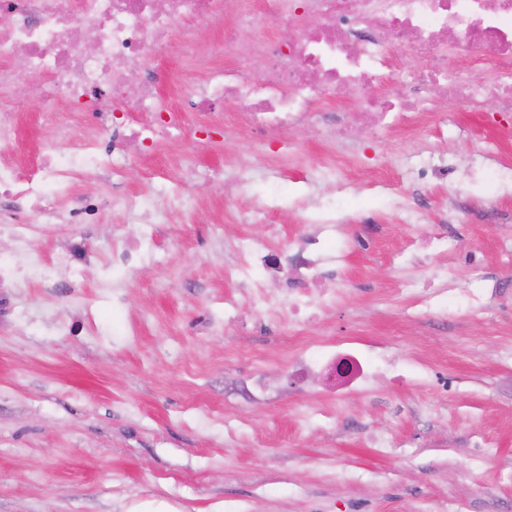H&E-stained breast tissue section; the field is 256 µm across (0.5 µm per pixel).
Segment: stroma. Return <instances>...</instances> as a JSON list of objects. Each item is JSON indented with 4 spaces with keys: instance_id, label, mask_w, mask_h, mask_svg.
Masks as SVG:
<instances>
[{
    "instance_id": "obj_1",
    "label": "stroma",
    "mask_w": 512,
    "mask_h": 512,
    "mask_svg": "<svg viewBox=\"0 0 512 512\" xmlns=\"http://www.w3.org/2000/svg\"><path fill=\"white\" fill-rule=\"evenodd\" d=\"M441 123L351 144L320 140L309 123L254 150L246 124L225 139L230 115L198 117L206 148L183 162L180 139L110 176L80 177L76 197L118 187L195 207L143 217L105 211L98 224H55L37 247L55 256L81 236L102 255L152 221L169 265L118 279L92 313L96 331L55 336L41 325L76 322L57 289L32 286L17 302L25 321L0 326V512H512V126L511 113L480 112L444 97ZM447 155L444 180L413 170ZM311 183L297 187L291 167ZM247 167L250 182L233 181ZM281 190L272 224H240L245 208ZM336 204V223L305 214ZM455 239L457 251L401 254L407 239ZM321 235L350 286L323 320L335 337L382 343L403 366L427 365L434 381L382 378L333 401L260 362L268 396L242 388L245 355L297 349L300 336L261 316L252 289L228 282L240 238L273 254ZM486 291L476 313L424 315L417 298ZM222 322L204 332L202 318Z\"/></svg>"
}]
</instances>
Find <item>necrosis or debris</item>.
<instances>
[{"label": "necrosis or debris", "instance_id": "necrosis-or-debris-1", "mask_svg": "<svg viewBox=\"0 0 512 512\" xmlns=\"http://www.w3.org/2000/svg\"><path fill=\"white\" fill-rule=\"evenodd\" d=\"M222 32L201 43L198 24ZM291 31L287 44L267 30ZM462 49L490 59L493 78L472 84L448 71V35ZM176 40L179 62L172 97L157 94L150 58ZM414 59L401 67L396 49ZM257 70H249L251 60ZM408 87L411 98L379 94L383 75ZM449 88L456 100L512 112V0H0V229L13 243L0 256V319L18 317L16 298L30 281L52 279L49 261L33 248L49 224H95L109 208H152V201L113 193L74 196L78 177L127 164L153 152L158 134L186 137V150L204 149L192 135L196 116L221 106L244 116L255 145L271 131L310 120L315 102L354 101L330 130L345 141L356 122L375 135L405 125L409 114L436 117L432 91ZM35 116L44 135L29 167L10 162L19 152L18 132ZM112 129L104 148L100 126ZM249 257L228 279L258 289L287 291L265 314L295 330L319 318L336 301L324 283L345 280L326 268L324 238L307 237L295 259L273 260L262 244L249 243ZM152 262L166 265L167 252L151 226L112 248L109 272ZM286 363L309 381L322 369L346 365V380L366 388L390 371L384 350L364 345L340 354L325 336L304 338Z\"/></svg>", "mask_w": 512, "mask_h": 512}]
</instances>
